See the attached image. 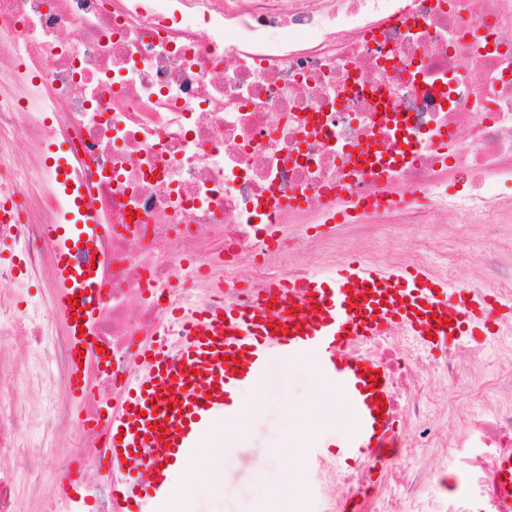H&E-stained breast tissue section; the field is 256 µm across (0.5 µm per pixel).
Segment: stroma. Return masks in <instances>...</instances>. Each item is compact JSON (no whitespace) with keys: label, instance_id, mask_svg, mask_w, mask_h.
<instances>
[{"label":"stroma","instance_id":"35a3bbf8","mask_svg":"<svg viewBox=\"0 0 512 512\" xmlns=\"http://www.w3.org/2000/svg\"><path fill=\"white\" fill-rule=\"evenodd\" d=\"M436 224H384L376 236L354 239L341 245L342 257H363L379 268L421 267L431 269L435 255L415 253L411 243L439 234ZM449 249H463L469 257L465 268L458 270L456 280L478 277L490 242H497V260L502 266L512 265V224L448 225ZM53 263H46L35 279L20 277L16 284L0 287V293L12 296L24 306H39L56 280ZM479 278V277H478ZM460 368L472 380L471 386L449 385L443 374L433 373L424 379L420 398L430 406L428 425L431 435L427 448L419 450L413 466L420 470L419 493L431 503L463 494L468 486L460 468L449 466L452 455L474 452L477 432L467 426L468 416L476 411L492 413L495 405L512 402V395L498 393L502 379L512 378V349L501 348L498 337L490 336L480 346L471 348L461 358ZM312 388L307 363L273 361L266 380L260 385L258 406L245 435L234 445L232 464L222 488L200 486L190 500L191 512H331L335 501L344 496L342 484L331 483V474L347 472L346 464L326 456L308 461L304 480L292 498L274 495L277 485L275 469L266 458L291 433L293 408L306 402ZM0 407H17L33 417L26 437L31 454H38L41 441L40 421L49 407V393L38 378L16 379L0 374ZM77 431L60 436L59 449L42 464L40 479L30 474L17 476L16 489L21 512H40L42 501L51 490V472L66 457V449L77 438Z\"/></svg>","mask_w":512,"mask_h":512}]
</instances>
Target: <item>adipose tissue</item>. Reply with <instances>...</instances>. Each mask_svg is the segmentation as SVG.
<instances>
[{"mask_svg":"<svg viewBox=\"0 0 512 512\" xmlns=\"http://www.w3.org/2000/svg\"><path fill=\"white\" fill-rule=\"evenodd\" d=\"M309 370L314 379V389L306 403L293 411L298 429L289 436L283 447L274 449L269 462L282 475L280 489L290 492L299 489L303 474L299 467L306 455L307 444L317 438L329 420L324 399L327 386L317 365H310ZM254 397L240 395L234 402V421L224 429H211L205 442L194 460L187 465L176 464L174 473L181 478L180 488L173 496V512H187L186 493L199 485L221 486L231 465L229 447L233 445L244 430V426L256 409Z\"/></svg>","mask_w":512,"mask_h":512,"instance_id":"ef3b65f1","label":"adipose tissue"}]
</instances>
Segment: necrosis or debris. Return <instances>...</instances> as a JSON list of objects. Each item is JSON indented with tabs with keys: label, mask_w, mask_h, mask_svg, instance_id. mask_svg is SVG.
<instances>
[{
	"label": "necrosis or debris",
	"mask_w": 512,
	"mask_h": 512,
	"mask_svg": "<svg viewBox=\"0 0 512 512\" xmlns=\"http://www.w3.org/2000/svg\"><path fill=\"white\" fill-rule=\"evenodd\" d=\"M66 29L74 46L58 40ZM53 139L67 147L62 172L45 155ZM0 167V199L29 206L0 236L30 274L65 258L85 316L78 367L56 293L36 312L0 304V334L25 337L63 391L45 434L82 430L42 512H124L121 475L84 476L106 412L144 373L137 348L175 347L172 310L218 293L246 305L383 220L512 223V0H0ZM332 203L350 219L331 223ZM70 219L77 236L45 235ZM301 224L317 230L297 236ZM367 349L427 434L417 385L429 367L464 384L455 361L377 338ZM27 424L0 410V512H17L16 472L40 469L20 449ZM469 426L482 450L467 494L438 512H497L487 459L512 452V404Z\"/></svg>",
	"instance_id": "necrosis-or-debris-1"
}]
</instances>
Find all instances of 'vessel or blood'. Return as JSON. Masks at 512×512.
Instances as JSON below:
<instances>
[{"instance_id": "1", "label": "vessel or blood", "mask_w": 512, "mask_h": 512, "mask_svg": "<svg viewBox=\"0 0 512 512\" xmlns=\"http://www.w3.org/2000/svg\"><path fill=\"white\" fill-rule=\"evenodd\" d=\"M278 313L265 301L186 315L174 354L151 351L146 373L107 423V472H120L115 498L159 512L171 495L165 459L190 462L233 398L267 376L271 359L310 360L352 409L353 429L336 457L363 465L390 438L392 383L376 361L350 352L400 328L430 349L475 345V325L497 326L504 303L482 290L452 287L422 269L382 271L348 259L326 273L274 283ZM377 381H369L371 372Z\"/></svg>"}]
</instances>
